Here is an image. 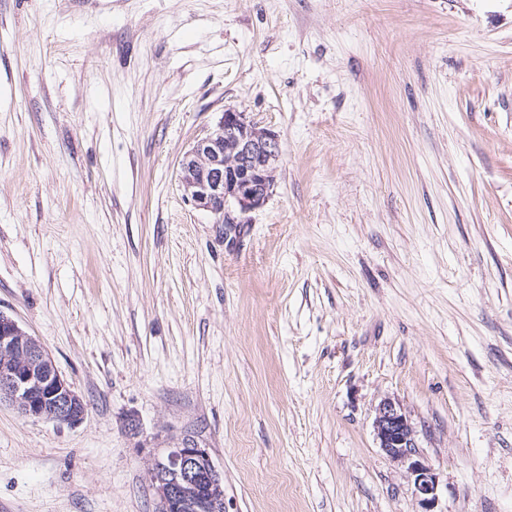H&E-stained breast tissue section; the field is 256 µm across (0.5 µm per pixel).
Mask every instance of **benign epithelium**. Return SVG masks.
Wrapping results in <instances>:
<instances>
[{
  "label": "benign epithelium",
  "mask_w": 512,
  "mask_h": 512,
  "mask_svg": "<svg viewBox=\"0 0 512 512\" xmlns=\"http://www.w3.org/2000/svg\"><path fill=\"white\" fill-rule=\"evenodd\" d=\"M281 155L279 136L249 113L228 108L215 126L184 154L180 178L186 199L207 211L224 235L251 221L269 201ZM24 416L61 425L80 423L83 399L61 375L35 338L0 312V401ZM376 440L387 456L407 466L415 496L426 508L437 499V482L419 456L414 428L391 398L380 401L373 422ZM148 479L157 512H224V481L206 449L194 442L168 448L154 458Z\"/></svg>",
  "instance_id": "7a95c632"
}]
</instances>
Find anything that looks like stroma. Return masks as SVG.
I'll use <instances>...</instances> for the list:
<instances>
[{"label":"stroma","mask_w":512,"mask_h":512,"mask_svg":"<svg viewBox=\"0 0 512 512\" xmlns=\"http://www.w3.org/2000/svg\"><path fill=\"white\" fill-rule=\"evenodd\" d=\"M277 132L239 234L178 164ZM0 312L86 404L0 403V512H155L191 440L224 512H512V0H0ZM373 427L379 448L392 460L407 466L415 496L426 507L421 512H434L430 508L437 499L436 477L419 456L414 428L400 404L391 398L381 400Z\"/></svg>","instance_id":"1"}]
</instances>
